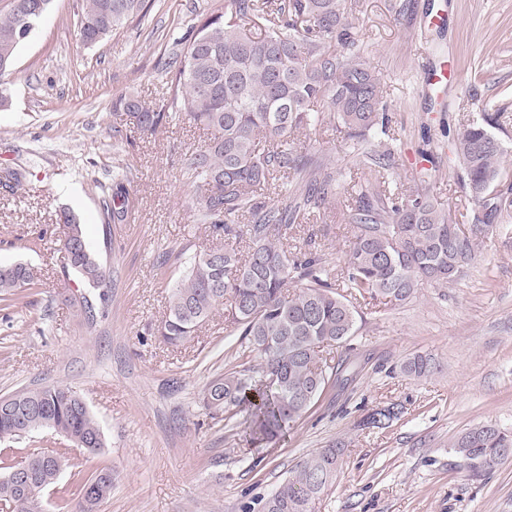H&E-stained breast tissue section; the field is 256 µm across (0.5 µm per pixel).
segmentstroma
Segmentation results:
<instances>
[{
  "label": "stroma",
  "mask_w": 512,
  "mask_h": 512,
  "mask_svg": "<svg viewBox=\"0 0 512 512\" xmlns=\"http://www.w3.org/2000/svg\"><path fill=\"white\" fill-rule=\"evenodd\" d=\"M80 2L52 0L18 50L11 102L0 107V166L24 175L18 188L0 187V265L21 262L37 277L23 305L0 308V396L67 385L98 419L106 446L91 456L42 431L14 450L68 449L62 483L72 491L111 468L100 512H245L306 454L337 441L343 468L314 512H512V459L476 476L450 449L476 426L512 430V0H355L358 51L384 78L389 130L349 139L323 107L294 134L302 154L335 174L336 199L289 226L291 249L321 251L340 272L357 233L345 206L353 186L375 179L361 163L367 154L391 155L400 192L427 188L456 223H472L477 207L448 146L486 114L505 149L504 205L453 283L423 284L396 306L357 300L352 381L329 384L292 429L256 448L237 420L212 416L203 402L213 378L258 362L223 311L178 347L155 332L184 250L220 245L197 220L196 188L180 162L211 133L173 117L143 135L113 108L128 94L161 104L170 34L224 0H145L144 17L90 47L78 37ZM443 64L449 82L422 85L423 68ZM117 170L130 206L123 223L108 226L100 187ZM65 212L110 271L105 290L89 293L91 320L70 302L78 284L59 245ZM417 355L437 372L403 374ZM393 403L402 413L390 427L360 428Z\"/></svg>",
  "instance_id": "1"
}]
</instances>
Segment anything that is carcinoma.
Returning <instances> with one entry per match:
<instances>
[{"label": "carcinoma", "instance_id": "cac0c4a2", "mask_svg": "<svg viewBox=\"0 0 512 512\" xmlns=\"http://www.w3.org/2000/svg\"><path fill=\"white\" fill-rule=\"evenodd\" d=\"M144 9V0H82L79 36L95 44ZM346 0H224L170 38L164 74L170 89L167 103L151 108L137 97L119 98L115 107L126 112L146 135L154 134L171 116L182 115L208 129L207 147L184 154L182 165L198 190V217L210 233L222 237V253H195L170 288L160 336L179 346L194 336L212 313L224 307V322L241 330L260 362L246 372L214 378L204 397L207 409L233 418L232 410L249 408L252 439L272 440L303 418L331 379L340 383L348 361L330 364L325 347L348 348L356 331L358 312L353 299L368 296L387 304L411 299L425 282L446 286L475 258L478 237L491 227L499 211L491 178L501 174L504 149L492 142L487 117L474 122L451 142L470 197L483 217L464 230L451 213L423 192L403 195L380 176L356 190L349 221L358 232L346 256L340 278L329 279L318 253L298 254L283 242L300 208L319 209L336 198L333 175L321 176L298 152L291 136L308 124L317 103L326 105L337 126L350 138L379 127L388 132L383 104L385 82L355 53L359 35ZM31 30L18 24L15 13L0 14V62L16 60ZM296 179L292 201L260 196L279 180ZM116 191L102 188L105 224L125 220L129 193L120 173L113 175ZM72 226L77 252L66 266L86 288H99L107 270L88 248L79 222L62 214ZM248 243L247 255L228 241ZM34 285L24 263L0 265V301L22 303L21 289ZM438 370L431 359L415 356L401 371L416 378ZM0 440L47 426L62 431L89 453L105 447V436L88 405L63 385L26 389L0 398ZM400 411L387 407L371 413L365 424L386 428ZM512 448V431L478 426L460 434L451 445L456 457L475 475L502 461L498 449ZM344 448H318L296 464L269 497L259 500V512H311L312 504L331 491L342 466ZM55 450L27 451L26 461L40 482L58 484L52 458ZM14 465L0 457V503L13 512H35L9 479ZM96 477L86 479L72 512H98L105 497L86 505L85 491Z\"/></svg>", "mask_w": 512, "mask_h": 512}]
</instances>
